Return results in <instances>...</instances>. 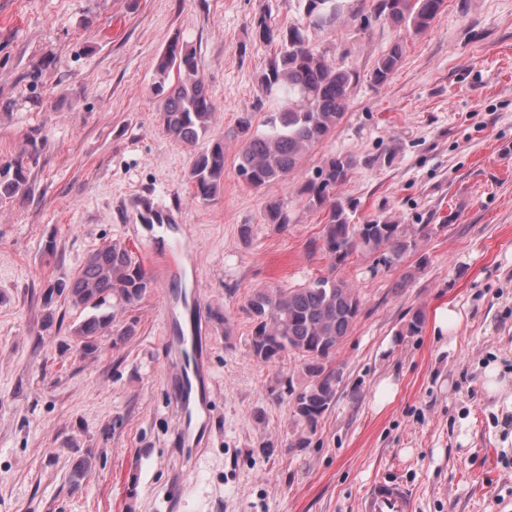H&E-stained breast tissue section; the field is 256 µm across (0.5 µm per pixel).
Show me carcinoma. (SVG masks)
<instances>
[{"instance_id":"obj_1","label":"carcinoma","mask_w":512,"mask_h":512,"mask_svg":"<svg viewBox=\"0 0 512 512\" xmlns=\"http://www.w3.org/2000/svg\"><path fill=\"white\" fill-rule=\"evenodd\" d=\"M307 27L332 29L342 15L344 0H301ZM445 6V0H372V13L397 31L420 34L429 29ZM255 37L274 48V56L257 78L265 91L283 95L281 111L269 116L266 129H253L254 113L242 112L238 129L243 134L238 173L254 187L286 180L300 165L304 154L321 143L341 120L349 106L359 73L330 59L311 43L296 24L282 25L270 15L253 23ZM405 50L397 40L381 55L370 72L376 86L385 84L397 70ZM157 95L162 128L171 139L195 146L210 131L215 112L208 88L199 75L196 51L173 40L158 57ZM176 79H171V73ZM356 166L351 156L335 155L318 167L300 188V199L310 210L326 212L321 250L332 265L344 263L356 252L380 254L399 263L418 249V239L402 224L373 219L354 224L344 205L336 199L341 186ZM188 179L194 196L211 201L224 184V141L212 139L191 160ZM28 191L24 157L0 166V198H14ZM267 223L284 228L290 224L288 207L280 201L267 205ZM153 280L134 261L120 242L96 249L76 275L49 286L48 296L67 297L73 306L94 313L74 330L86 355L95 352L94 339L117 336L122 339L134 327H118L110 303L130 304L143 298ZM356 290L345 279L330 272L302 288H258L250 295L247 310L253 330L249 339L251 356L262 363H274L292 352L303 359V371L310 384L294 395L292 416L297 438L293 446L308 443L319 421L336 403L341 374L328 367L336 350L360 313Z\"/></svg>"}]
</instances>
